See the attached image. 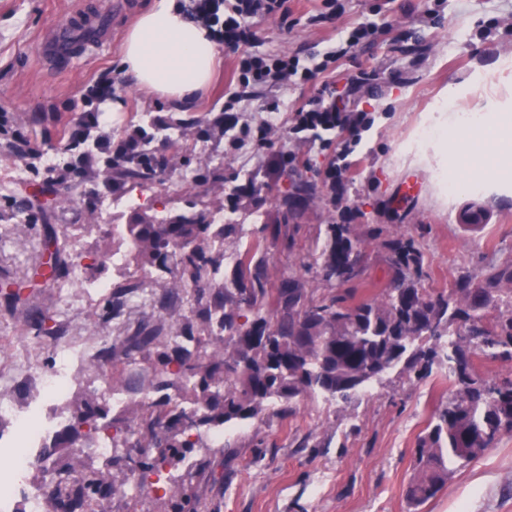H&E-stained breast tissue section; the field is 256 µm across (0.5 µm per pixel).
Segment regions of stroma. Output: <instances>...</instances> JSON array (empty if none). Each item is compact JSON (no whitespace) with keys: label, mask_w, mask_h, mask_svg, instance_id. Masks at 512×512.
<instances>
[{"label":"stroma","mask_w":512,"mask_h":512,"mask_svg":"<svg viewBox=\"0 0 512 512\" xmlns=\"http://www.w3.org/2000/svg\"><path fill=\"white\" fill-rule=\"evenodd\" d=\"M289 15L256 20L257 51L298 57L315 70L319 55L342 45L348 27L371 21L374 40L349 50L326 73L305 83L294 81L245 89L235 112L255 124L266 119L275 102L279 116L266 145L229 138L201 141L198 124L221 113L230 91L235 57L221 47L216 76L194 102L176 104L138 89L121 68L124 37L131 17L121 19L107 44L60 69L46 64L37 46L49 26L66 16L73 0H0V113L7 114L18 136L14 146L0 143V185L11 188V204L0 203V393L26 404L35 391L32 370L54 367L58 338L77 344L123 336L141 323H176L186 307L158 310L152 301H129L123 314L103 321L107 292L88 296L75 283L53 287L41 274V242L53 230L67 250L82 255L80 278L110 286L133 276L135 266L105 268L101 258L112 249L103 230L79 235L97 202V182L54 185V214L30 224L16 223V206L32 202L42 177L32 167L64 166L69 157L58 149L65 131L77 125L80 94L104 71H112L121 112L108 116L113 133L139 125L152 133V144L170 159L166 174L119 181L118 205L111 221L128 223L136 206L153 205L157 215L175 214L194 200L201 209L220 208L233 190L247 182L258 194L241 199L235 223L245 231L226 243L236 252L253 242L263 224L281 227L270 245V274L307 254L319 226L348 224L358 231L383 226L388 235L413 237L424 254L421 288L448 291L454 278H480L484 268L512 260V174L500 173L496 144L473 137L472 150L460 156L427 138L434 117L454 120L463 112L488 119L512 113V0H288ZM375 72L364 80L366 72ZM349 94L348 109L368 113L369 129L322 132L319 139L289 134V113L311 99L324 83ZM165 127H157L156 119ZM350 145L346 164L356 171L342 198H333L325 170L342 145ZM287 155V163L266 175L268 156ZM314 184L317 193L303 217L284 220L282 198L289 183ZM418 187L406 204L398 197L403 182ZM458 190H449V182ZM481 207L484 224L464 226L462 214ZM21 284L22 298L11 302L4 281ZM36 308L51 333L38 336L27 325V308ZM131 368L86 367L60 410L72 416L77 402L90 397L96 376L124 383ZM444 371L433 369L423 380L399 371L373 382L370 393L345 403L320 395L304 398L292 413L271 424L255 422L224 429L226 449L200 448L196 457L207 467L192 479V491L206 512H512V433L465 468L418 510L406 491L415 472L414 449L437 410L448 400Z\"/></svg>","instance_id":"obj_1"}]
</instances>
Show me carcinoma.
I'll return each instance as SVG.
<instances>
[{"label":"carcinoma","mask_w":512,"mask_h":512,"mask_svg":"<svg viewBox=\"0 0 512 512\" xmlns=\"http://www.w3.org/2000/svg\"><path fill=\"white\" fill-rule=\"evenodd\" d=\"M241 230L214 223L211 212L193 203L160 219L136 210L120 225L119 246L161 284L160 308L181 305L188 289L190 315L172 328L140 326L98 353L101 364L119 354L130 363L148 362L127 388L150 398L112 417L93 399L77 405L48 455L59 480L76 473L81 479L54 500L52 512H84L120 488L111 463L82 471L68 452L87 435H102L114 448L141 449L129 471L143 480L161 475L175 459L187 462L191 479L204 464L191 459L204 436L261 419L274 402L282 415L315 394L348 401L396 368L420 380L436 365L450 383L448 402L417 441L406 492L411 507L434 498L454 470L512 432V380L490 379L473 365L478 354L512 358V261L486 269L477 285L461 275L449 293L432 296L418 287L424 258L413 238L386 237L380 226L363 234L327 224L272 287L262 247L277 239L278 226L257 228L255 244L228 269L224 244ZM369 239L387 251L391 279L380 290L367 287L365 269L357 265ZM59 254L47 261L57 269L55 278L75 279L76 268L62 264ZM310 273L322 287H311ZM139 288L138 282L118 286L106 315H119ZM168 508L204 512L177 481Z\"/></svg>","instance_id":"cac0c4a2"}]
</instances>
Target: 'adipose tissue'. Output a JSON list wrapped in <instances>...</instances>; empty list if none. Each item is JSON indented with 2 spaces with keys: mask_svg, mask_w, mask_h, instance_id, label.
Returning a JSON list of instances; mask_svg holds the SVG:
<instances>
[{
  "mask_svg": "<svg viewBox=\"0 0 512 512\" xmlns=\"http://www.w3.org/2000/svg\"><path fill=\"white\" fill-rule=\"evenodd\" d=\"M185 0H151L124 40L123 69L135 86L174 102L192 101L211 83L218 47L209 30L189 18Z\"/></svg>",
  "mask_w": 512,
  "mask_h": 512,
  "instance_id": "ef3b65f1",
  "label": "adipose tissue"
}]
</instances>
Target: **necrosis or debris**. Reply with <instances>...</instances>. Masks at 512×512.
Listing matches in <instances>:
<instances>
[{
    "mask_svg": "<svg viewBox=\"0 0 512 512\" xmlns=\"http://www.w3.org/2000/svg\"><path fill=\"white\" fill-rule=\"evenodd\" d=\"M94 350L91 343L58 344V367L52 374L37 375L34 399L21 405L0 396V512H15L19 502L25 512H45L54 483L33 482L30 474L35 468L49 467L42 448L66 425L57 407L68 399Z\"/></svg>",
    "mask_w": 512,
    "mask_h": 512,
    "instance_id": "1",
    "label": "necrosis or debris"
}]
</instances>
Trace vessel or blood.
Masks as SVG:
<instances>
[{"instance_id": "1", "label": "vessel or blood", "mask_w": 512, "mask_h": 512, "mask_svg": "<svg viewBox=\"0 0 512 512\" xmlns=\"http://www.w3.org/2000/svg\"><path fill=\"white\" fill-rule=\"evenodd\" d=\"M109 25L102 14L90 11L86 0L63 21L52 26L40 44V56L49 64L71 61L75 55L103 45Z\"/></svg>"}]
</instances>
